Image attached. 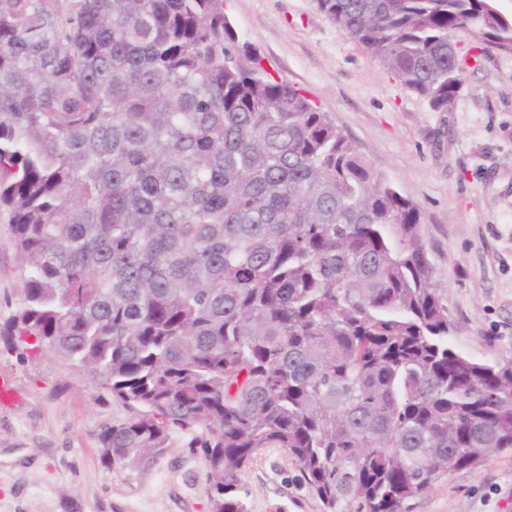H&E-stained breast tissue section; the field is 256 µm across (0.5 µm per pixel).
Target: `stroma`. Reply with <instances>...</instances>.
I'll return each instance as SVG.
<instances>
[{
  "label": "stroma",
  "instance_id": "35a3bbf8",
  "mask_svg": "<svg viewBox=\"0 0 512 512\" xmlns=\"http://www.w3.org/2000/svg\"><path fill=\"white\" fill-rule=\"evenodd\" d=\"M241 40L274 77L329 113L373 168L413 201L453 324L467 357L512 366V51L465 53L452 111H431L349 40L316 0H224ZM20 260L0 225V323L15 311ZM0 512H209L201 455L190 436L140 467L114 473L99 457L101 426L128 417L86 371L45 355L0 350ZM248 512H326L296 462L268 448L243 471ZM512 452L458 471L408 503L410 512H506Z\"/></svg>",
  "mask_w": 512,
  "mask_h": 512
}]
</instances>
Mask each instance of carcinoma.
Segmentation results:
<instances>
[{
  "label": "carcinoma",
  "instance_id": "cac0c4a2",
  "mask_svg": "<svg viewBox=\"0 0 512 512\" xmlns=\"http://www.w3.org/2000/svg\"><path fill=\"white\" fill-rule=\"evenodd\" d=\"M434 112L454 33L512 51L497 0H317ZM419 208L239 40L224 0H0V224L24 288L0 343L131 411L116 471L191 432L211 512L295 460L327 512H407L512 451V367L448 340Z\"/></svg>",
  "mask_w": 512,
  "mask_h": 512
}]
</instances>
